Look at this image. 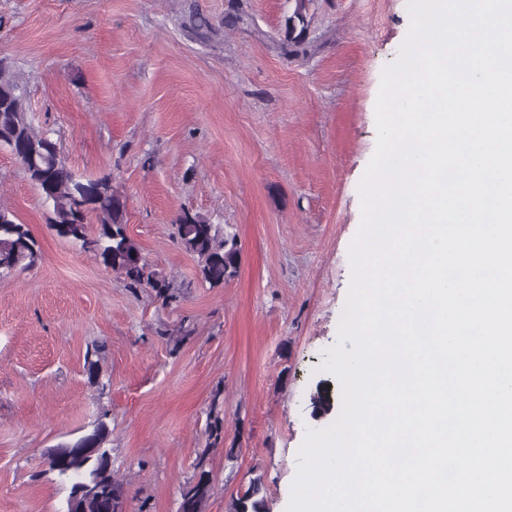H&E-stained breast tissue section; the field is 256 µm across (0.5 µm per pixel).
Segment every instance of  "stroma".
I'll return each instance as SVG.
<instances>
[{
  "instance_id": "stroma-1",
  "label": "stroma",
  "mask_w": 512,
  "mask_h": 512,
  "mask_svg": "<svg viewBox=\"0 0 512 512\" xmlns=\"http://www.w3.org/2000/svg\"><path fill=\"white\" fill-rule=\"evenodd\" d=\"M305 55L279 45L295 0H0V58L26 83L29 120L81 178L110 175L128 234L180 286L164 304L58 237L39 191L0 150V206L37 240L36 267L0 278V512H66L47 455L98 415L126 512H177L204 462L206 512L262 476L286 512L317 387L352 283L360 186L375 152L384 70L408 0H307ZM216 34L196 39L190 11ZM242 12L244 25L224 26ZM184 209L236 233L237 276L200 284L174 236ZM189 328L190 336L171 335ZM103 346L98 383L88 353ZM224 420L220 442L206 424Z\"/></svg>"
}]
</instances>
